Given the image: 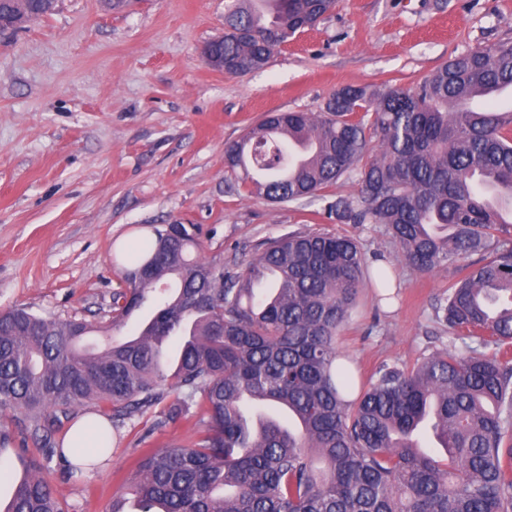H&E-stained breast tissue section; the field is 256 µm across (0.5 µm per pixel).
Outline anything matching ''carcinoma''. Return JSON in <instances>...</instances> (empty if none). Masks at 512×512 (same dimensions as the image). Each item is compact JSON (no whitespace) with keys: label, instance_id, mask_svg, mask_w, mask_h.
<instances>
[{"label":"carcinoma","instance_id":"1","mask_svg":"<svg viewBox=\"0 0 512 512\" xmlns=\"http://www.w3.org/2000/svg\"><path fill=\"white\" fill-rule=\"evenodd\" d=\"M256 2L224 10L230 74L263 68L336 8L264 0L267 15ZM56 3L28 8L41 19ZM511 87L512 41L413 87L342 88L317 116L268 112L224 150L252 193L319 199L338 224H383L417 273L458 267L434 312L465 352L385 363L354 398L336 336L366 281L391 298L359 241L291 232L231 276L193 255L194 225L167 224L127 253L107 326L0 312V479L15 483L0 512H65L45 472L75 408L143 414L169 388L177 397L155 427L192 416L196 438L134 460L140 512H512V112L503 123L470 107ZM342 177L358 182L357 200L324 194ZM152 295L159 309L141 331L113 336ZM428 421L445 464L417 438Z\"/></svg>","mask_w":512,"mask_h":512}]
</instances>
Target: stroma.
<instances>
[{
    "instance_id": "obj_1",
    "label": "stroma",
    "mask_w": 512,
    "mask_h": 512,
    "mask_svg": "<svg viewBox=\"0 0 512 512\" xmlns=\"http://www.w3.org/2000/svg\"><path fill=\"white\" fill-rule=\"evenodd\" d=\"M224 31V0H59L0 42V311L106 324L127 266L121 236L194 225L203 259L237 273L292 231L356 238L392 260L393 300L361 288L336 338L362 385L381 363L451 347L434 305L456 277L397 263L380 224H336L320 202L271 203L227 173L224 148L265 113H319L346 86H410L451 58L512 41V0H338L263 69L232 75L199 60ZM160 408L113 428L112 456L79 481L50 479L66 512H105L144 448L185 445L192 420Z\"/></svg>"
}]
</instances>
